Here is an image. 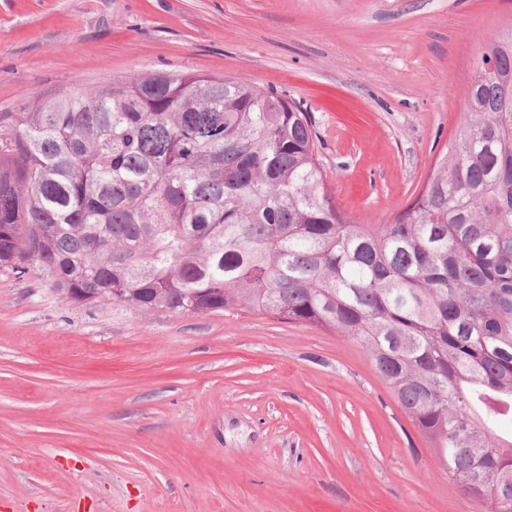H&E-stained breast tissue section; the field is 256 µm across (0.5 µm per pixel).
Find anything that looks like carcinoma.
<instances>
[{
    "mask_svg": "<svg viewBox=\"0 0 512 512\" xmlns=\"http://www.w3.org/2000/svg\"><path fill=\"white\" fill-rule=\"evenodd\" d=\"M391 221L336 208L308 113L249 83L114 78L0 113V268L151 312L259 313L360 344L485 512H512V26Z\"/></svg>",
    "mask_w": 512,
    "mask_h": 512,
    "instance_id": "cac0c4a2",
    "label": "carcinoma"
}]
</instances>
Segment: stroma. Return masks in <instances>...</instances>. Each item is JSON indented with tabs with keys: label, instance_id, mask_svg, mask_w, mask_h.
I'll use <instances>...</instances> for the list:
<instances>
[{
	"label": "stroma",
	"instance_id": "stroma-1",
	"mask_svg": "<svg viewBox=\"0 0 512 512\" xmlns=\"http://www.w3.org/2000/svg\"><path fill=\"white\" fill-rule=\"evenodd\" d=\"M512 0H0V113L192 72L308 112L337 205L414 201ZM364 348L320 326L83 304L0 268V512H483Z\"/></svg>",
	"mask_w": 512,
	"mask_h": 512
}]
</instances>
